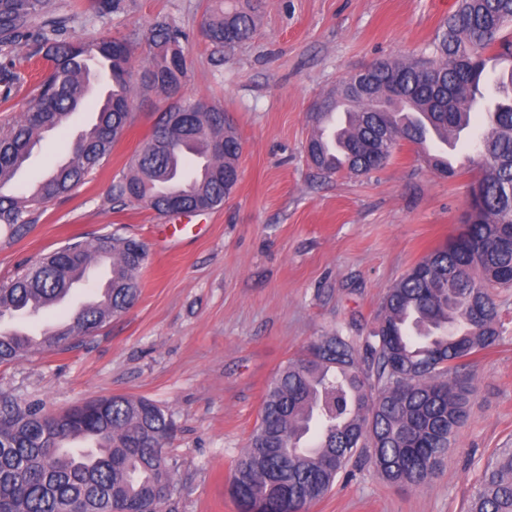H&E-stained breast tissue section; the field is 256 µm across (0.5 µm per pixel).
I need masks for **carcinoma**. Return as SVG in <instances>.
<instances>
[{
	"label": "carcinoma",
	"mask_w": 512,
	"mask_h": 512,
	"mask_svg": "<svg viewBox=\"0 0 512 512\" xmlns=\"http://www.w3.org/2000/svg\"><path fill=\"white\" fill-rule=\"evenodd\" d=\"M121 0H94L93 17L120 9ZM256 5L224 7L212 0L205 38L217 52L249 40ZM53 0H0V82L22 80L15 51L33 47L48 73L20 120L0 133V231L3 245L29 234L31 212L64 196L109 155L131 121V39L93 42L63 38L80 19ZM512 0H459L428 55L374 65L370 90L351 93L341 83L322 95L321 112L308 116L306 145L325 176H363L384 168L401 143L421 148L432 169L456 170L430 151L426 124L410 117L413 103L444 140L457 142L480 111L492 56L512 59ZM184 33L166 22L152 25L145 43L146 85L165 92L186 77L185 58L159 56L163 45L181 46ZM403 96L389 98L392 78ZM497 100L483 103L484 123L472 137L479 170L469 194L479 193L463 230L413 265L388 289L365 336L328 333L289 360L268 387L259 421L231 475L239 512H306L363 453L389 484L426 487L439 473L458 428L469 415L473 359L502 339L491 289L512 287V68L495 78ZM351 110L331 154L320 132L339 99ZM379 102L391 112L373 111ZM77 112L92 119L56 163L31 187L14 185L46 136ZM224 141V154L211 146ZM241 144L224 111L202 99L179 112H163L130 171L112 183L119 203L144 205L160 216L173 203L186 210L221 206L238 182ZM110 259L111 277L101 303L86 301L64 319L65 330L47 343L63 352L131 308L137 273L148 252L118 232L93 242L72 241L0 284V319L31 318L57 305L76 283L88 281L99 259ZM29 353L23 335L0 331V363ZM173 430L166 411L143 397H101L61 413L0 402V512H151L169 499L173 476L165 444ZM467 512H512V448L488 459Z\"/></svg>",
	"instance_id": "obj_1"
}]
</instances>
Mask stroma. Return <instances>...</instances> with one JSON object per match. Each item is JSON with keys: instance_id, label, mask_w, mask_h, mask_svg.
I'll list each match as a JSON object with an SVG mask.
<instances>
[{"instance_id": "stroma-1", "label": "stroma", "mask_w": 512, "mask_h": 512, "mask_svg": "<svg viewBox=\"0 0 512 512\" xmlns=\"http://www.w3.org/2000/svg\"><path fill=\"white\" fill-rule=\"evenodd\" d=\"M207 0H124L69 36L143 37L164 20L189 33L187 75L166 96L129 64L133 118L84 184L34 212L0 246V282L69 239L116 231L148 249L141 293L76 348L0 365V398L60 412L111 395L145 397L171 417L166 512H238L228 486L278 370L325 333L360 336L389 288L460 227L476 167L441 178L403 144L383 169L323 177L306 160L310 102L355 67L426 53L458 0H260L252 38L216 52L200 33ZM205 99L241 142L239 180L223 206L191 220L114 203L158 113ZM502 339L471 374L470 415L440 473L422 489L384 482L367 457L307 512H465L490 455L512 448V288L495 290Z\"/></svg>"}]
</instances>
